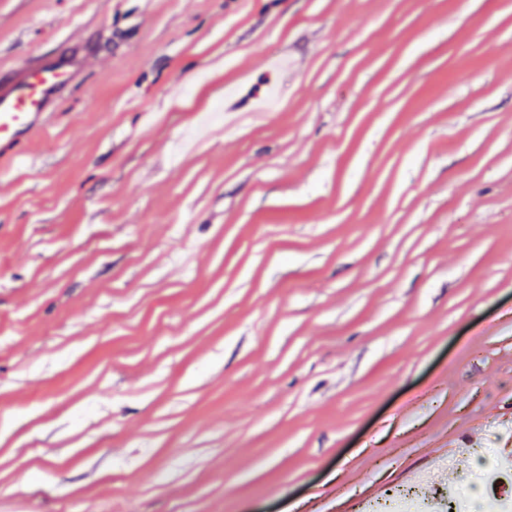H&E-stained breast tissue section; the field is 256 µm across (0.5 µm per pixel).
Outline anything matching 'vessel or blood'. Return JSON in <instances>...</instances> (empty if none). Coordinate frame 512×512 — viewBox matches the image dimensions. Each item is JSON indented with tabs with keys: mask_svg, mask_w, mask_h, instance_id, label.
<instances>
[{
	"mask_svg": "<svg viewBox=\"0 0 512 512\" xmlns=\"http://www.w3.org/2000/svg\"><path fill=\"white\" fill-rule=\"evenodd\" d=\"M88 64L87 56L68 47L0 71V167L25 155L30 143L45 133L50 109Z\"/></svg>",
	"mask_w": 512,
	"mask_h": 512,
	"instance_id": "obj_1",
	"label": "vessel or blood"
}]
</instances>
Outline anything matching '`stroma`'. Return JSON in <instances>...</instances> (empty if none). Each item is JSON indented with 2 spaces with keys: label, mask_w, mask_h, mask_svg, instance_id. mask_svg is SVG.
I'll return each instance as SVG.
<instances>
[{
  "label": "stroma",
  "mask_w": 512,
  "mask_h": 512,
  "mask_svg": "<svg viewBox=\"0 0 512 512\" xmlns=\"http://www.w3.org/2000/svg\"><path fill=\"white\" fill-rule=\"evenodd\" d=\"M96 57L0 171V512H349L512 452V0H0Z\"/></svg>",
  "instance_id": "stroma-1"
}]
</instances>
